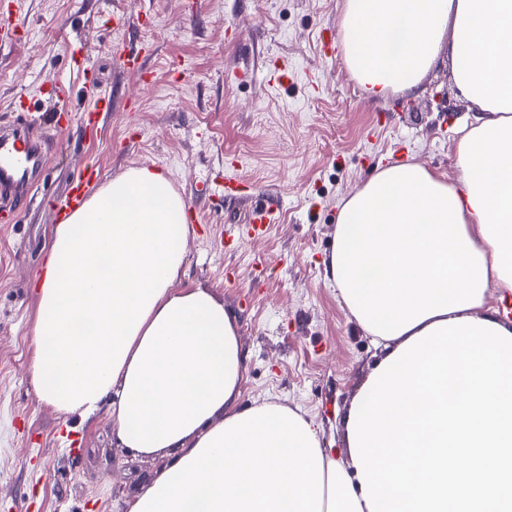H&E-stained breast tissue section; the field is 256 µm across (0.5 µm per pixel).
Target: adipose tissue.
Listing matches in <instances>:
<instances>
[{"label":"adipose tissue","mask_w":512,"mask_h":512,"mask_svg":"<svg viewBox=\"0 0 512 512\" xmlns=\"http://www.w3.org/2000/svg\"><path fill=\"white\" fill-rule=\"evenodd\" d=\"M344 56L375 99L418 92L440 53L473 112L455 182L414 162L381 169L343 205L326 282L389 351L439 321L512 332V0H345ZM186 204L164 175L129 169L54 228L36 280L37 397L64 413L109 402L118 440L168 467L128 512H369L352 460L312 418L239 406L235 318L179 288Z\"/></svg>","instance_id":"obj_1"}]
</instances>
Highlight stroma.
<instances>
[{
  "label": "stroma",
  "instance_id": "stroma-1",
  "mask_svg": "<svg viewBox=\"0 0 512 512\" xmlns=\"http://www.w3.org/2000/svg\"><path fill=\"white\" fill-rule=\"evenodd\" d=\"M344 0H0L25 27L0 43V125L24 96L50 145L36 201L0 223V512H127L163 465L123 447L108 406L91 419L36 396L32 282L56 208L86 164L107 183L137 166L161 171L191 206L184 288L203 287L236 318L247 354L240 403L300 407L325 445L343 448L341 418L379 348L324 278L344 201L384 167L418 162L456 180V129L471 112L447 55L418 92L374 101L343 53ZM138 66L124 68L120 54ZM290 76L270 82L269 62ZM62 81V112L43 79ZM111 109L94 112L100 94ZM250 188L227 200L225 177ZM278 208L242 233L249 205Z\"/></svg>",
  "mask_w": 512,
  "mask_h": 512
}]
</instances>
